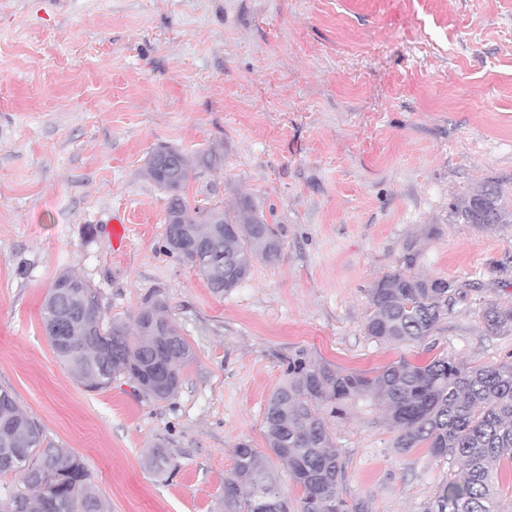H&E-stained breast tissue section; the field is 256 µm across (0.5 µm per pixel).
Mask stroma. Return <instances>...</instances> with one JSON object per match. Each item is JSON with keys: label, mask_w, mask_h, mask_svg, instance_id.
<instances>
[{"label": "stroma", "mask_w": 512, "mask_h": 512, "mask_svg": "<svg viewBox=\"0 0 512 512\" xmlns=\"http://www.w3.org/2000/svg\"><path fill=\"white\" fill-rule=\"evenodd\" d=\"M161 145L222 147L221 166L192 172L190 204L250 194L280 262L219 297L167 252L145 170ZM485 182L512 195V0H0V389L82 456L111 512H215L234 446L267 448L295 349L364 371L512 360V331L481 318L512 304V224L451 217ZM410 239L417 273L471 287L434 336L396 348L365 335L367 291ZM63 268L111 316L165 297L196 353L175 399L68 375L40 313ZM330 432L340 492L369 512H426L456 470L397 454L376 412ZM158 441L166 475L144 463Z\"/></svg>", "instance_id": "stroma-1"}]
</instances>
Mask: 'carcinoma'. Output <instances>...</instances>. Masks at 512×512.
I'll use <instances>...</instances> for the list:
<instances>
[{
	"label": "carcinoma",
	"instance_id": "carcinoma-1",
	"mask_svg": "<svg viewBox=\"0 0 512 512\" xmlns=\"http://www.w3.org/2000/svg\"><path fill=\"white\" fill-rule=\"evenodd\" d=\"M174 154L172 171L147 163L149 177L168 194L174 220L166 225L165 245L185 242L178 255L222 297L248 278L255 260L279 262L282 243L250 196L239 195L228 207L190 206L183 195L189 175L218 165L219 148ZM452 216L483 227L512 224V199L499 185L484 183L453 204ZM420 255L417 242H407L400 267L368 290L366 335L410 345L433 335L454 312L467 284L416 275ZM97 293L88 279L68 269L57 272L48 288L41 318L61 365L87 390H105L127 378L151 398H175L195 352L166 301L148 296L125 321L108 317L102 304H90ZM483 321L492 333L512 330V306L487 304ZM361 406L381 412L394 431L397 453L426 448L434 458L459 465L427 512H507L493 465L512 463L511 360L468 367L438 357L416 366L401 357L362 371L338 368L303 348L289 354L285 380L267 401L265 440L302 490L297 512H368L364 503L350 504L340 495L343 461L327 424V417L344 419ZM232 455L217 512H291L266 454L241 441ZM145 463L156 474L167 471L170 456L163 443L146 452ZM8 473L18 477V485L0 495V512H109L82 457L46 440L14 396L0 389V475Z\"/></svg>",
	"mask_w": 512,
	"mask_h": 512
}]
</instances>
